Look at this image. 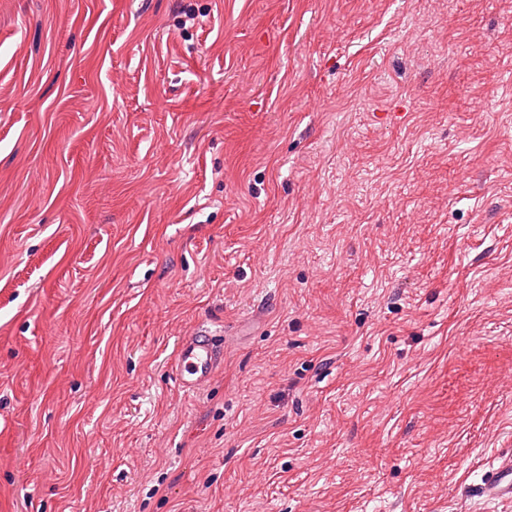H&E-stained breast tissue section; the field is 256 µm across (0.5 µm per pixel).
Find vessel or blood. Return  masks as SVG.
<instances>
[{
    "instance_id": "obj_1",
    "label": "vessel or blood",
    "mask_w": 512,
    "mask_h": 512,
    "mask_svg": "<svg viewBox=\"0 0 512 512\" xmlns=\"http://www.w3.org/2000/svg\"><path fill=\"white\" fill-rule=\"evenodd\" d=\"M224 364V341L207 329L182 337L174 353V377L179 388L192 394L205 387ZM488 501H512V455L501 457L476 486Z\"/></svg>"
}]
</instances>
